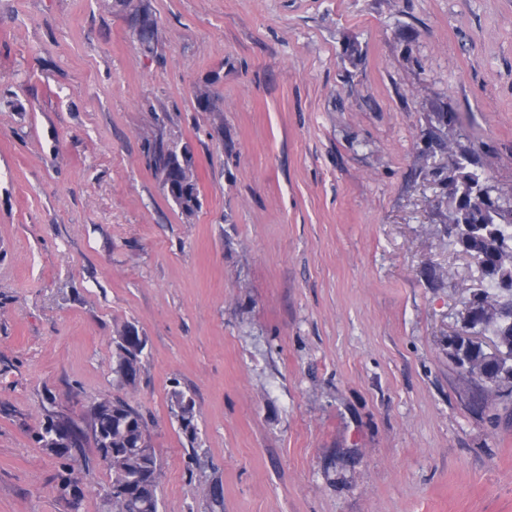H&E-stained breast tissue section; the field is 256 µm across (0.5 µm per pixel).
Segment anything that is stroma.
<instances>
[{
	"instance_id": "1",
	"label": "stroma",
	"mask_w": 512,
	"mask_h": 512,
	"mask_svg": "<svg viewBox=\"0 0 512 512\" xmlns=\"http://www.w3.org/2000/svg\"><path fill=\"white\" fill-rule=\"evenodd\" d=\"M146 2L148 50L114 0H0V512H71L50 394L144 415L159 512H512V386L483 403L448 357L483 281L429 149L471 146L512 199V0ZM171 140L191 217L150 163ZM155 173L162 176L166 188L164 191L175 206L185 216L194 215L201 206L197 181L194 176V155L190 145L159 142L151 151ZM145 336H140L132 325H124L112 338V375L119 384L136 385L142 367ZM188 396L184 391L177 389L176 386L169 392L171 411L177 418L179 427L185 435L188 444L193 446L197 440L196 414L194 406L189 410L183 407V403Z\"/></svg>"
}]
</instances>
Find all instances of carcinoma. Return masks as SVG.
I'll return each instance as SVG.
<instances>
[{"instance_id": "1", "label": "carcinoma", "mask_w": 512, "mask_h": 512, "mask_svg": "<svg viewBox=\"0 0 512 512\" xmlns=\"http://www.w3.org/2000/svg\"><path fill=\"white\" fill-rule=\"evenodd\" d=\"M137 30L142 45L149 49L154 21L148 7L133 0H117ZM439 150L448 153V204L455 207L456 224L448 231L453 245L476 263L483 281L485 296L475 309L469 325L448 342V357L469 375L476 377L492 395L497 387L512 383V362L499 360L487 351L479 336L493 339L495 350L512 352V204L504 208L501 196L485 189L477 170L482 166L476 152L459 141H435ZM155 173L163 178L165 194L186 216L201 206L194 176V155L190 145L159 142L151 151ZM146 338L135 327L124 326L112 337V375L119 384L133 387L142 367ZM187 394L177 388L169 392L171 411L177 418L189 447L196 444L195 409L183 407ZM91 428L98 457L86 452L87 435L83 422ZM66 431L71 437L67 455L79 464V471L90 474L94 460L103 462L111 472L112 512H158V485L149 480L157 469V456L150 428L143 414L120 396L106 395L93 399L86 414L78 419L51 414L38 433L43 448L56 452V433Z\"/></svg>"}]
</instances>
